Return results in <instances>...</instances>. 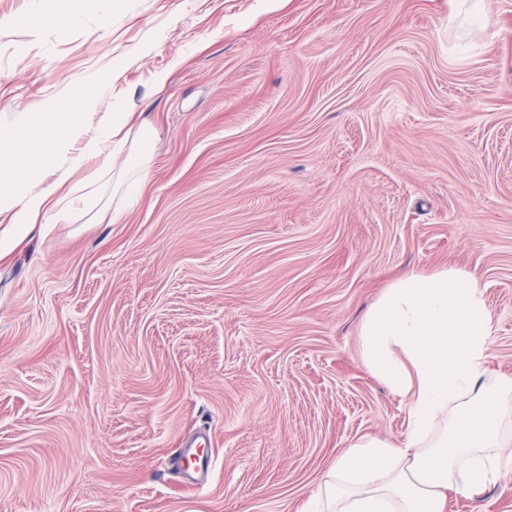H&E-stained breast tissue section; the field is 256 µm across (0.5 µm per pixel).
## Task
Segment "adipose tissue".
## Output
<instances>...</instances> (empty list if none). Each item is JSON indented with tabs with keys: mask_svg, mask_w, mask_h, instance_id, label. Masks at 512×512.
<instances>
[{
	"mask_svg": "<svg viewBox=\"0 0 512 512\" xmlns=\"http://www.w3.org/2000/svg\"><path fill=\"white\" fill-rule=\"evenodd\" d=\"M91 84L65 100L25 113L20 133L0 132V146L29 154L0 164V259L11 255L39 220L75 224L86 215L73 191L43 188L47 167L80 168L86 157L116 167L117 188L131 192L152 151L156 131L142 124L137 138L129 115L106 112L85 136L86 108L101 94ZM82 140L80 152L70 145ZM493 318L476 276L449 267L395 281L361 325L365 366L401 399L407 431L392 442L363 437L338 452L323 478L331 512H446L449 493L475 496L493 482L512 446V378L489 379L486 346Z\"/></svg>",
	"mask_w": 512,
	"mask_h": 512,
	"instance_id": "1",
	"label": "adipose tissue"
}]
</instances>
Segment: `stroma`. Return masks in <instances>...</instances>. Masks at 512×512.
<instances>
[{
  "instance_id": "obj_1",
  "label": "stroma",
  "mask_w": 512,
  "mask_h": 512,
  "mask_svg": "<svg viewBox=\"0 0 512 512\" xmlns=\"http://www.w3.org/2000/svg\"><path fill=\"white\" fill-rule=\"evenodd\" d=\"M451 9L0 0L1 128L99 81L88 127L156 131L138 193L0 260V512H309L350 441L407 430L358 333L410 273L476 275L512 377V0ZM447 512H512V464ZM43 13L59 17L64 20V25H74L79 21V13L72 8L70 0H40Z\"/></svg>"
}]
</instances>
